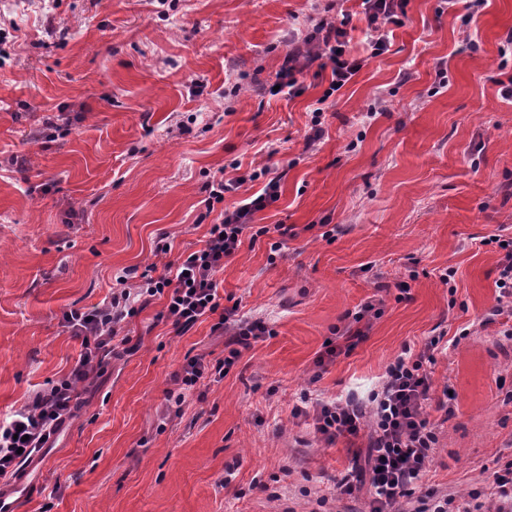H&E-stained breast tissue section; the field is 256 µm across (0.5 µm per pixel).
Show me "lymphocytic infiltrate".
Masks as SVG:
<instances>
[{"label":"lymphocytic infiltrate","instance_id":"1","mask_svg":"<svg viewBox=\"0 0 512 512\" xmlns=\"http://www.w3.org/2000/svg\"><path fill=\"white\" fill-rule=\"evenodd\" d=\"M408 0H362L366 21L365 44L370 56L388 51L390 35L401 25ZM293 51L305 52L307 62L327 59L330 92L339 91L363 67V59L351 55L347 31L317 15L312 26L297 37ZM264 180L261 193L243 195V188ZM281 178L269 168L250 169L234 178L213 179L204 185L206 213L215 214L201 248L185 249L176 264L157 268H131L119 276L118 292L89 310L63 311L62 322L81 341L76 365L61 380L34 391L20 408L0 420V480L17 474L20 468L45 448L69 417L79 388L100 372L116 344H128L123 331L128 320L154 299H164L159 316L171 322L177 333H185L201 319H213V331L227 335L224 360L211 364L199 357L188 358L175 374V390L168 396L183 405L188 393L205 377L222 380L238 360L242 349L268 335L263 319L240 315L238 306L221 304L217 275L224 269L243 237L258 239L270 233L287 235L285 225H256L254 216L277 201ZM241 193L234 210L223 209L225 194ZM439 337H430L418 354L398 357L391 363L379 387L367 398L319 401L316 432L327 438L355 436L369 429L368 484L369 512H480L479 506L455 496L415 494L414 484L423 475L438 442L427 417L431 392L428 364L434 361Z\"/></svg>","mask_w":512,"mask_h":512}]
</instances>
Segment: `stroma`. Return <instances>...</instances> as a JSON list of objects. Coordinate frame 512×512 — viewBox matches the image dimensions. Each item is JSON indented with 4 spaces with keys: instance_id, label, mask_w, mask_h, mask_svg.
Returning <instances> with one entry per match:
<instances>
[{
    "instance_id": "1",
    "label": "stroma",
    "mask_w": 512,
    "mask_h": 512,
    "mask_svg": "<svg viewBox=\"0 0 512 512\" xmlns=\"http://www.w3.org/2000/svg\"><path fill=\"white\" fill-rule=\"evenodd\" d=\"M465 12L464 0H409L389 51L336 93L310 148L327 76L306 73L291 100L246 91L229 115L224 90L278 82L311 0H0V415L75 365L64 310L110 297L126 268L202 246V186L233 163L281 175L254 222L289 227L280 251L244 240L217 275L270 335L163 421L175 373L193 356L222 360L225 339L208 320L176 334L153 300L125 328L132 350L82 387L78 413L15 480L23 512H365L366 493L340 498L336 485L368 431L328 440L314 407L294 408L305 391L367 396L432 336L438 442L417 491L497 501L493 474L512 460V313L486 315L491 238L512 237V99L499 94L512 0H489L469 25ZM185 113L196 121L181 134ZM49 118L59 135L33 141ZM161 231L174 239L165 257ZM370 300L381 312L364 338L317 366Z\"/></svg>"
}]
</instances>
